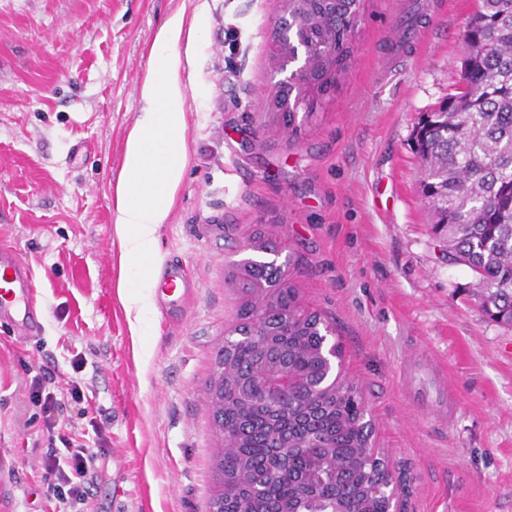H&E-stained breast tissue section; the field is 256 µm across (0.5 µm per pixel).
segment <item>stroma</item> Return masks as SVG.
<instances>
[{"mask_svg":"<svg viewBox=\"0 0 512 512\" xmlns=\"http://www.w3.org/2000/svg\"><path fill=\"white\" fill-rule=\"evenodd\" d=\"M275 2L0 0V244L33 268L42 311L32 336L0 322V512L54 508L29 400L43 373L82 379L92 419L68 402L60 421L105 441L82 512H207L223 443L209 388L245 302L233 265L256 238L281 246L299 302L335 324L374 448L413 476L410 512H512V327L449 262L415 152L418 122L460 85L476 0H364L345 76L293 131L270 111ZM180 9L206 27L181 49L189 163L159 252L191 292L155 289L136 341L112 200L148 49ZM417 350L448 377L452 431L408 401Z\"/></svg>","mask_w":512,"mask_h":512,"instance_id":"35a3bbf8","label":"stroma"}]
</instances>
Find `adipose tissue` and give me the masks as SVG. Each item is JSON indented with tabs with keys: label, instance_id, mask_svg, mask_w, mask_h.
Instances as JSON below:
<instances>
[{
	"label": "adipose tissue",
	"instance_id": "ef3b65f1",
	"mask_svg": "<svg viewBox=\"0 0 512 512\" xmlns=\"http://www.w3.org/2000/svg\"><path fill=\"white\" fill-rule=\"evenodd\" d=\"M203 28L201 13L188 16L181 10L161 25L141 86L143 106L127 132L116 178L112 216L120 249L118 291L136 336L153 307L159 230L169 219L189 162L179 46L199 38Z\"/></svg>",
	"mask_w": 512,
	"mask_h": 512
}]
</instances>
